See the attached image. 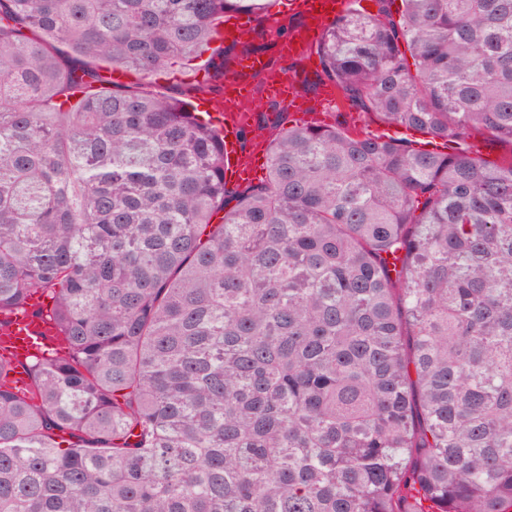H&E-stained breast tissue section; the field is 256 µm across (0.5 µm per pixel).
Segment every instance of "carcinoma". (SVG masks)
I'll list each match as a JSON object with an SVG mask.
<instances>
[{"instance_id": "obj_1", "label": "carcinoma", "mask_w": 512, "mask_h": 512, "mask_svg": "<svg viewBox=\"0 0 512 512\" xmlns=\"http://www.w3.org/2000/svg\"><path fill=\"white\" fill-rule=\"evenodd\" d=\"M360 2L325 71L446 150L296 125L230 188L154 85L271 0H0V315L65 341L0 361V512H512V0ZM467 143L474 150L479 151L483 158L491 162L501 163L510 157L509 152L502 145L478 132H474Z\"/></svg>"}]
</instances>
